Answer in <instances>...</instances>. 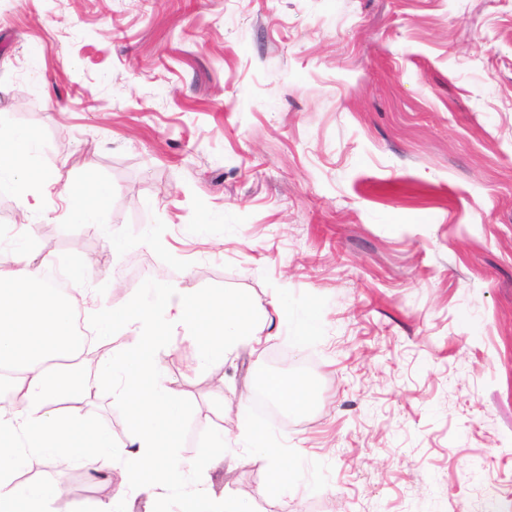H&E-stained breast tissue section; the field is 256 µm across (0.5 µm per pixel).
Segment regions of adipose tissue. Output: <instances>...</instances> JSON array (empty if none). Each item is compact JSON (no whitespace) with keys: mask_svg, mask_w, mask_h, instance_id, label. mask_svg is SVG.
I'll list each match as a JSON object with an SVG mask.
<instances>
[{"mask_svg":"<svg viewBox=\"0 0 512 512\" xmlns=\"http://www.w3.org/2000/svg\"><path fill=\"white\" fill-rule=\"evenodd\" d=\"M7 141L15 153L8 160L0 157V193L24 185L33 193L50 195L54 180L28 169L38 148L33 133L15 128ZM13 250L12 266L0 268V394L7 397L0 405V512H45V505L58 498L59 479L20 480L34 454L87 469L109 457L111 467L121 474V491L100 512H123L124 491L156 496L180 483L184 470L168 450L184 420L183 401L155 358L166 329L184 325L198 365L206 367L243 341L261 344L262 309L239 296L189 293L156 277L123 319L108 311L96 316L100 341L111 342L113 335L123 333L131 338L127 350L101 355L92 365L75 351L66 363L50 365L45 353L70 337L77 310L47 277L58 270L69 281L83 282L89 265L57 269L54 249L45 242L31 246L25 235L15 238ZM103 377L115 381L114 398L131 421V448L118 455L112 452L107 430L85 429L76 412L62 407L63 402L89 395Z\"/></svg>","mask_w":512,"mask_h":512,"instance_id":"ef3b65f1","label":"adipose tissue"}]
</instances>
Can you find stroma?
<instances>
[{
  "label": "stroma",
  "instance_id": "35a3bbf8",
  "mask_svg": "<svg viewBox=\"0 0 512 512\" xmlns=\"http://www.w3.org/2000/svg\"><path fill=\"white\" fill-rule=\"evenodd\" d=\"M14 126L38 172L109 192L100 223L55 196L29 231L51 227L61 263L98 255L71 287L83 319L161 276L272 320L201 371L168 330L155 358L188 408L171 512L244 489L253 512H512V0H0ZM94 146L93 168L62 166ZM266 373L310 387L306 410L258 412ZM81 414L129 449L110 382ZM243 415L295 459L287 492ZM74 478L47 512L114 493Z\"/></svg>",
  "mask_w": 512,
  "mask_h": 512
}]
</instances>
